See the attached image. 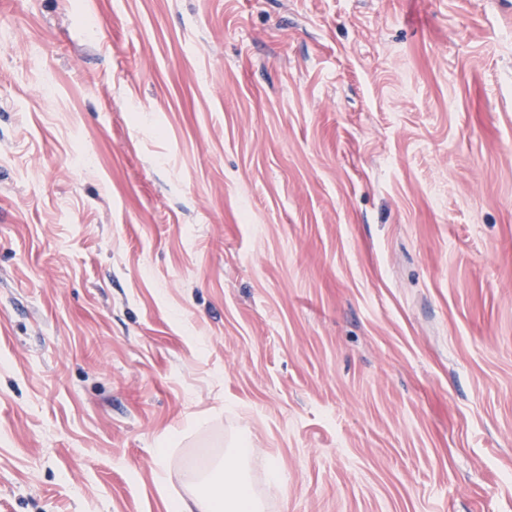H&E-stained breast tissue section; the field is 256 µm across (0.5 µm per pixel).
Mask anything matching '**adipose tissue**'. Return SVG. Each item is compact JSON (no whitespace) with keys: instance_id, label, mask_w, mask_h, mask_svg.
Returning a JSON list of instances; mask_svg holds the SVG:
<instances>
[{"instance_id":"obj_1","label":"adipose tissue","mask_w":512,"mask_h":512,"mask_svg":"<svg viewBox=\"0 0 512 512\" xmlns=\"http://www.w3.org/2000/svg\"><path fill=\"white\" fill-rule=\"evenodd\" d=\"M250 449L237 447L207 470L190 499H169L171 512H263V503L245 475Z\"/></svg>"}]
</instances>
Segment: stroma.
<instances>
[{
    "label": "stroma",
    "mask_w": 512,
    "mask_h": 512,
    "mask_svg": "<svg viewBox=\"0 0 512 512\" xmlns=\"http://www.w3.org/2000/svg\"><path fill=\"white\" fill-rule=\"evenodd\" d=\"M239 441L265 512H512V0H0V512Z\"/></svg>",
    "instance_id": "obj_1"
}]
</instances>
